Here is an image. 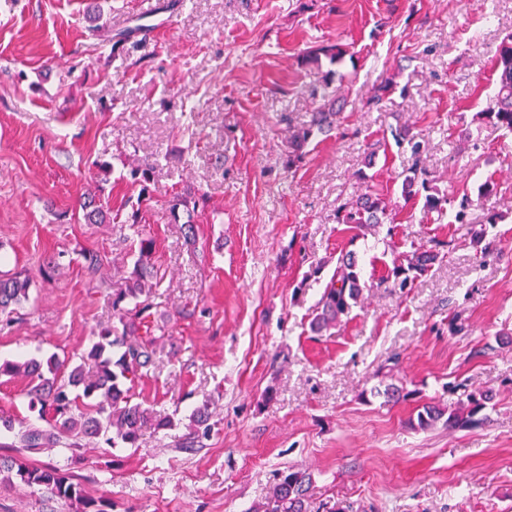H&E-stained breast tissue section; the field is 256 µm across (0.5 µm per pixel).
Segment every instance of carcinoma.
Here are the masks:
<instances>
[{
  "instance_id": "1",
  "label": "carcinoma",
  "mask_w": 512,
  "mask_h": 512,
  "mask_svg": "<svg viewBox=\"0 0 512 512\" xmlns=\"http://www.w3.org/2000/svg\"><path fill=\"white\" fill-rule=\"evenodd\" d=\"M347 50L338 45H326L307 52L301 58L304 65L321 62L325 57L332 64L341 63ZM498 73V86L493 105L475 114L473 121L493 122L512 132V33L500 42L494 59ZM322 103L312 112L308 125L289 131L288 154L285 167L292 168L304 155V148L316 137L325 135L336 126L347 100H338L336 94L323 93ZM396 145L410 154L409 176L402 184L406 199L424 195V209L437 213V220L448 216L451 224L468 223V211L472 200L468 196L447 212L453 203L447 194L433 185L431 172L422 158L420 142L410 136L407 125L392 130ZM200 198L190 192L176 195L172 210L188 214L198 209ZM387 218V204L383 194L375 189L357 195L336 210V221L348 224L355 230L351 240L367 235H377V229ZM470 244L485 256L492 249L488 240V228H468ZM152 239H139L138 258L132 272L112 292V317L115 322L98 333V340L81 357V363L67 365L51 357L44 362L34 359L23 362L6 361L0 364V376L22 373L28 378L22 395L30 411H38L46 417V426H34L17 422L9 416H0V426L13 442L3 444L7 448H21L28 453H39L49 448L67 444L78 448L81 441L101 440L111 448L133 446L142 431L152 426L158 430L172 426L169 416L157 413L134 401L130 383L153 364L154 352L150 345L135 339L140 321L150 310L153 290L154 266L151 255ZM440 259L436 248H416L406 252L393 263L386 281L401 293L413 287L414 282L427 275ZM31 279L27 275L0 274V314L10 313L13 307L28 301ZM365 282L362 268L355 252L341 255L329 283L316 304V314L311 321L315 333L326 331L349 316L361 301ZM68 370L67 380L58 381L61 370ZM458 393V402L451 408L425 404L418 411L411 426L427 430L443 423L450 429L470 431L481 427L484 418L480 413L492 402L493 394L487 390L470 388L465 384L451 386ZM194 438L201 439L211 432L210 407L204 403L192 414ZM0 475L12 487L38 488L51 498L79 505L80 512H109L112 503L105 497L86 494L84 488L74 482L62 469L55 466L39 467L24 457H0ZM312 473L302 467L290 466L277 474V481L265 501L250 507L247 512H308V502L313 496Z\"/></svg>"
}]
</instances>
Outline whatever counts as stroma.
I'll return each mask as SVG.
<instances>
[{
    "mask_svg": "<svg viewBox=\"0 0 512 512\" xmlns=\"http://www.w3.org/2000/svg\"><path fill=\"white\" fill-rule=\"evenodd\" d=\"M163 2L174 22L148 38L128 34L142 0H0V272L32 280L28 301L0 314V360L78 364L112 324V287L132 271L138 235L152 237L157 286L139 336L155 358L134 392L173 420L132 448H56L30 462L66 470L112 512H246L292 465L313 474L310 512H512V133L473 122L494 94L512 0ZM331 43L350 59L300 65ZM388 78V98L344 111L285 168L288 130L309 122L319 94L358 103ZM400 122L440 190L497 182L468 224L505 213L489 231L493 253L477 256L468 226L435 223L402 198L408 156L390 133ZM92 186L98 224L83 209ZM369 186L393 223L353 242L336 209ZM186 188L206 198L191 219L169 210ZM438 241L443 261L409 294L388 288V244ZM350 249L362 301L315 334V305ZM86 250L100 272L85 269ZM52 256L58 269L40 273ZM457 312L468 328L452 335ZM382 382L408 398L373 397ZM458 383L496 394L480 428H411L423 403H455ZM204 402L212 431L193 445L189 416ZM76 510L0 483V512Z\"/></svg>",
    "mask_w": 512,
    "mask_h": 512,
    "instance_id": "1",
    "label": "stroma"
}]
</instances>
